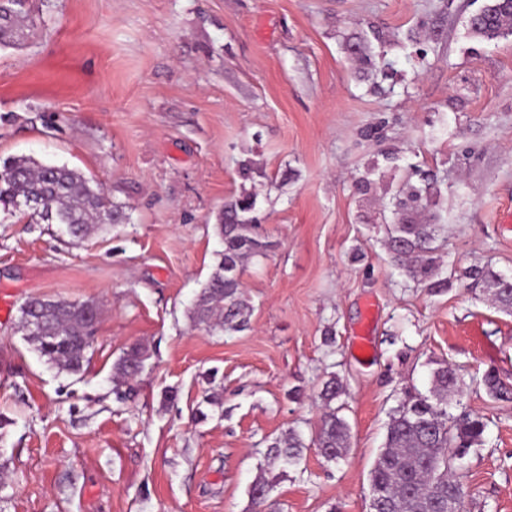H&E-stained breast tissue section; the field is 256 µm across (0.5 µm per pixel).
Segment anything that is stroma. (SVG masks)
I'll list each match as a JSON object with an SVG mask.
<instances>
[{"label":"stroma","instance_id":"obj_1","mask_svg":"<svg viewBox=\"0 0 512 512\" xmlns=\"http://www.w3.org/2000/svg\"><path fill=\"white\" fill-rule=\"evenodd\" d=\"M488 2L36 0L27 40L0 49V161L79 169L129 221L74 246L58 225L0 213V512H252L261 474L267 512H369L389 415L405 392H428L439 361L462 391L450 411L487 423L452 470L465 510L512 512V402L481 384L493 371L512 386V308L459 276L512 273V36L469 29ZM353 35L389 78L349 56ZM383 117L401 159L362 196L352 184L383 144L360 132ZM248 157L272 247L243 276L248 328L210 332L189 310ZM413 165L446 176L422 216L441 224L453 273L437 295L382 245L379 201ZM32 295L102 306L81 374L26 341ZM134 343L151 357L115 388L112 365ZM332 376L343 459L310 444L299 466L269 464L268 439L310 443Z\"/></svg>","mask_w":512,"mask_h":512}]
</instances>
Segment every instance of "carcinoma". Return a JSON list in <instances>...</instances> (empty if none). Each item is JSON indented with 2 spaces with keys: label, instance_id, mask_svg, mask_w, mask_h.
<instances>
[{
  "label": "carcinoma",
  "instance_id": "cac0c4a2",
  "mask_svg": "<svg viewBox=\"0 0 512 512\" xmlns=\"http://www.w3.org/2000/svg\"><path fill=\"white\" fill-rule=\"evenodd\" d=\"M32 25V0H0L1 47L18 44ZM469 26L475 37L488 42L512 35V0H490L472 16ZM346 49L360 63L376 67L362 41L350 38ZM439 182L438 172L411 168L410 177L387 206L392 218L384 239L396 265L406 268L409 277L432 294L448 287V277L442 275V263L436 257L439 225L420 224L412 213L430 205ZM257 204L258 194L244 187L218 213L216 230L223 250L191 308L194 325L220 332L248 327L251 310L244 298L242 275L248 262L268 248L257 232ZM0 211L18 213L29 224H57L75 244L105 224L126 219L123 206L112 202L98 183L76 169L48 165L30 155L15 156L0 165ZM462 276L469 280V287L490 291L497 303L512 307L511 274L471 266ZM98 314L99 307L90 301L31 297L21 307L20 328L48 363L77 375L88 361L93 343L88 329ZM147 359V349L138 344L123 352L112 367L116 386L135 379ZM483 386L493 400L512 401V388L497 374L487 373ZM456 387L455 372L442 362L433 371V397L408 394L390 415L385 448L370 472V482L385 490L386 512H464L465 492L448 475V467L456 449H470L482 442L486 422L465 408L456 415L448 412V396ZM340 392L336 377L323 383L319 397L324 414L311 439L328 462L340 460L348 448L349 425L339 416L340 408L332 406ZM305 447L303 438L290 432L269 440L267 458L272 464L295 465ZM272 488V482L258 475L250 487L252 502H266Z\"/></svg>",
  "mask_w": 512,
  "mask_h": 512
}]
</instances>
